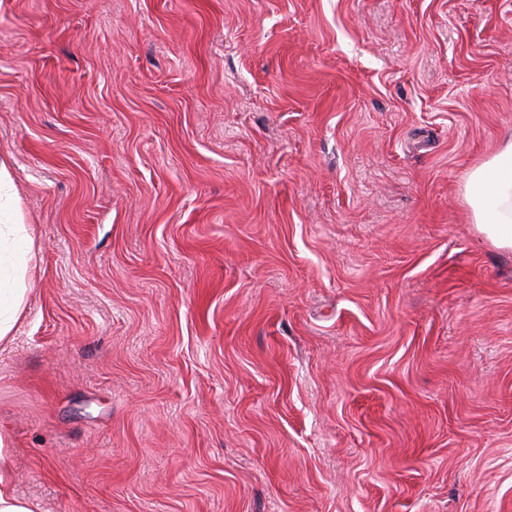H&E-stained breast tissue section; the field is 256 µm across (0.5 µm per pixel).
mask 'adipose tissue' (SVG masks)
Listing matches in <instances>:
<instances>
[{
    "instance_id": "adipose-tissue-1",
    "label": "adipose tissue",
    "mask_w": 512,
    "mask_h": 512,
    "mask_svg": "<svg viewBox=\"0 0 512 512\" xmlns=\"http://www.w3.org/2000/svg\"><path fill=\"white\" fill-rule=\"evenodd\" d=\"M464 198L478 232L495 248L512 250V141L475 166L464 184ZM14 268L10 284L0 289V342L8 340L24 307V276L34 261L31 238L24 224H0V254Z\"/></svg>"
}]
</instances>
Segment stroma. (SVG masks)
Segmentation results:
<instances>
[{
	"label": "stroma",
	"mask_w": 512,
	"mask_h": 512,
	"mask_svg": "<svg viewBox=\"0 0 512 512\" xmlns=\"http://www.w3.org/2000/svg\"><path fill=\"white\" fill-rule=\"evenodd\" d=\"M512 0H0L37 512H512ZM472 224L495 248L512 250V140L475 166L464 184Z\"/></svg>",
	"instance_id": "obj_1"
}]
</instances>
